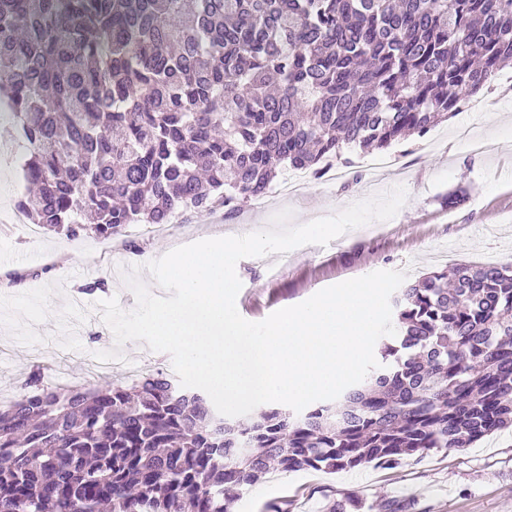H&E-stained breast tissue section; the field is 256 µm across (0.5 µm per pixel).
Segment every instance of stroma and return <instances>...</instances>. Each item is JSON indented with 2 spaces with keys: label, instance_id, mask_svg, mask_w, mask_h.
Masks as SVG:
<instances>
[{
  "label": "stroma",
  "instance_id": "35a3bbf8",
  "mask_svg": "<svg viewBox=\"0 0 512 512\" xmlns=\"http://www.w3.org/2000/svg\"><path fill=\"white\" fill-rule=\"evenodd\" d=\"M485 93L486 111L456 113L426 136L392 146L399 163L385 178L366 168L370 154L352 151L349 181L332 186L313 181L298 199H272L267 212L243 222L223 212H202L183 220L172 234L142 242L143 262L162 256L165 245H187L214 236H235L269 228L277 212H291L297 226L337 214L345 207L401 185L407 197L397 215L348 231L328 245H304L286 254L268 255L265 264L241 259L236 273L242 288L236 306L243 318L264 320L272 312L299 304L328 286L377 270H403L408 280L434 270L436 253L449 263L512 264V64L497 74ZM467 125L489 151L470 152L457 141V127ZM29 153L26 141L9 121L0 122V393H16L21 375L41 367L49 387L93 383L78 348L112 349L115 340L97 304L118 298L124 310L136 304L122 274L131 267L114 254L111 240L94 235L70 239L40 232L29 236L11 223L9 213L27 190L20 165ZM452 194L464 196L459 206ZM77 261L63 278L51 276L59 254ZM28 286L17 291V277ZM104 280L93 305L77 304L80 287ZM350 498L359 512L378 505L398 512H512V430L495 433L468 448L433 449L394 468L366 466L345 471H274L253 486L234 512H266L269 503L288 502L292 512H328L329 500Z\"/></svg>",
  "mask_w": 512,
  "mask_h": 512
}]
</instances>
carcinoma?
Wrapping results in <instances>:
<instances>
[{"mask_svg":"<svg viewBox=\"0 0 512 512\" xmlns=\"http://www.w3.org/2000/svg\"><path fill=\"white\" fill-rule=\"evenodd\" d=\"M512 59V0H0V100L29 145L18 205L119 237L282 170L422 137ZM379 367L305 412L233 422L164 371L0 408V512H233L271 470L396 467L512 427V267L401 289Z\"/></svg>","mask_w":512,"mask_h":512,"instance_id":"1","label":"carcinoma"}]
</instances>
